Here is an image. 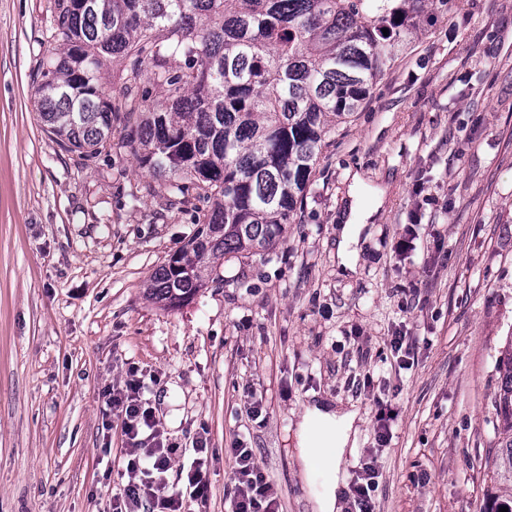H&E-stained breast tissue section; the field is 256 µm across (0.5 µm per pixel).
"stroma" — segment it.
<instances>
[{
    "mask_svg": "<svg viewBox=\"0 0 512 512\" xmlns=\"http://www.w3.org/2000/svg\"><path fill=\"white\" fill-rule=\"evenodd\" d=\"M52 3L0 0V512H110L129 449L103 392L131 367L164 439L189 460L207 445L199 512H226L237 442L279 512H313L295 452L312 402L357 410L343 470L351 485L374 462L373 512H482L512 335V0L429 18L329 135L286 237L225 256L174 310L144 287L208 204L139 168L119 136L91 158L42 126L32 77ZM353 190L380 210L347 273ZM402 333L418 343L400 370ZM381 401L398 413L384 438Z\"/></svg>",
    "mask_w": 512,
    "mask_h": 512,
    "instance_id": "obj_1",
    "label": "stroma"
}]
</instances>
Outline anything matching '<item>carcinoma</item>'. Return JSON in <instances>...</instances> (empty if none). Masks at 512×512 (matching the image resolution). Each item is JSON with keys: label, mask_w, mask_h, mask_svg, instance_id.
Masks as SVG:
<instances>
[{"label": "carcinoma", "mask_w": 512, "mask_h": 512, "mask_svg": "<svg viewBox=\"0 0 512 512\" xmlns=\"http://www.w3.org/2000/svg\"><path fill=\"white\" fill-rule=\"evenodd\" d=\"M450 0H54L53 47L32 85L58 142L88 157L123 121L139 166L212 201L146 284L166 309L207 287L228 254L273 249L296 223L325 137ZM388 29L383 34L382 29ZM185 58L188 64L176 65ZM127 70L107 89L110 63ZM165 87L156 103L143 83ZM493 396L496 481L483 512H512V336Z\"/></svg>", "instance_id": "cac0c4a2"}]
</instances>
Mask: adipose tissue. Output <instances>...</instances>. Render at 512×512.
<instances>
[{
	"mask_svg": "<svg viewBox=\"0 0 512 512\" xmlns=\"http://www.w3.org/2000/svg\"><path fill=\"white\" fill-rule=\"evenodd\" d=\"M375 207H362L352 201L349 216L338 241L337 256L344 269L354 270L359 234ZM356 411L339 412L315 404L304 406L296 431V452L305 473L324 470L328 479L314 498L316 512H336L345 486L342 462L352 435H355Z\"/></svg>",
	"mask_w": 512,
	"mask_h": 512,
	"instance_id": "ef3b65f1",
	"label": "adipose tissue"
}]
</instances>
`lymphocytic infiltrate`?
Wrapping results in <instances>:
<instances>
[{"label":"lymphocytic infiltrate","instance_id":"1","mask_svg":"<svg viewBox=\"0 0 512 512\" xmlns=\"http://www.w3.org/2000/svg\"><path fill=\"white\" fill-rule=\"evenodd\" d=\"M142 381L129 378L113 384L105 405L120 420L132 457L124 471L125 482L112 496V512H190L193 502L204 499L207 485L201 460L187 473L190 493L170 490L165 475L177 455L156 429L142 400ZM234 463V491L229 512H278L273 485L261 472L251 449L237 446L224 451Z\"/></svg>","mask_w":512,"mask_h":512}]
</instances>
